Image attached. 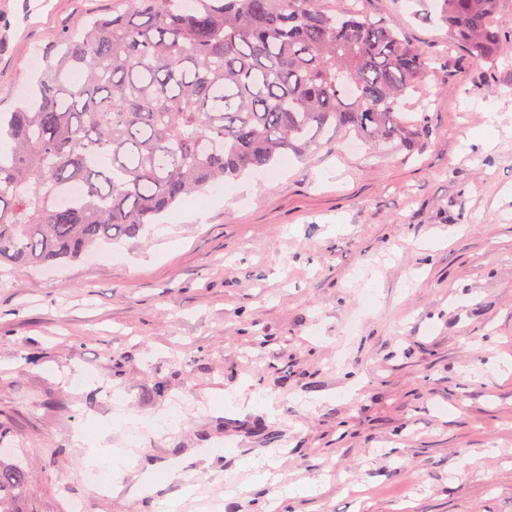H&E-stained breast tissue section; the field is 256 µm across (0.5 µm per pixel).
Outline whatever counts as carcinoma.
<instances>
[{
	"label": "carcinoma",
	"mask_w": 512,
	"mask_h": 512,
	"mask_svg": "<svg viewBox=\"0 0 512 512\" xmlns=\"http://www.w3.org/2000/svg\"><path fill=\"white\" fill-rule=\"evenodd\" d=\"M46 52L37 95L0 113V264L82 261L137 237L187 197L328 133L372 147L428 131L401 102L427 52L353 0H125ZM512 0H444L448 43L491 61ZM78 185L73 203L60 195ZM27 470L0 453V512H22Z\"/></svg>",
	"instance_id": "carcinoma-1"
}]
</instances>
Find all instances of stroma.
I'll use <instances>...</instances> for the list:
<instances>
[{
  "mask_svg": "<svg viewBox=\"0 0 512 512\" xmlns=\"http://www.w3.org/2000/svg\"><path fill=\"white\" fill-rule=\"evenodd\" d=\"M442 4L359 0L428 52L406 106L418 149L337 139L181 203L99 263L0 265L1 442L30 474L27 512H353V488L364 512H512V44L472 63ZM121 8L0 0V112L63 29ZM173 407L172 426H143ZM119 416L100 443L136 464L96 492L80 438Z\"/></svg>",
  "mask_w": 512,
  "mask_h": 512,
  "instance_id": "35a3bbf8",
  "label": "stroma"
}]
</instances>
